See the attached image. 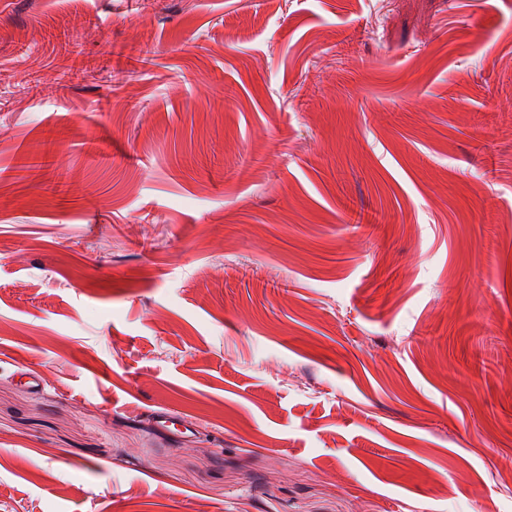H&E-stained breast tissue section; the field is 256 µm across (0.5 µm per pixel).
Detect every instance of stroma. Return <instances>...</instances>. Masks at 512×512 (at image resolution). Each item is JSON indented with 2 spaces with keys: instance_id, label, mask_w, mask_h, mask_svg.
<instances>
[{
  "instance_id": "stroma-1",
  "label": "stroma",
  "mask_w": 512,
  "mask_h": 512,
  "mask_svg": "<svg viewBox=\"0 0 512 512\" xmlns=\"http://www.w3.org/2000/svg\"><path fill=\"white\" fill-rule=\"evenodd\" d=\"M0 512H512V0H0Z\"/></svg>"
}]
</instances>
